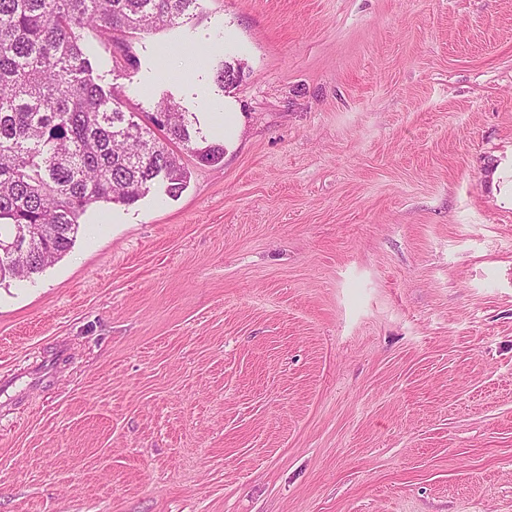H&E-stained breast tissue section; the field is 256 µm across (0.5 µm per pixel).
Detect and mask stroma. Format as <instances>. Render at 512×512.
<instances>
[{
    "instance_id": "35a3bbf8",
    "label": "stroma",
    "mask_w": 512,
    "mask_h": 512,
    "mask_svg": "<svg viewBox=\"0 0 512 512\" xmlns=\"http://www.w3.org/2000/svg\"><path fill=\"white\" fill-rule=\"evenodd\" d=\"M132 52L98 84L224 156L0 284V512H512V0H197Z\"/></svg>"
}]
</instances>
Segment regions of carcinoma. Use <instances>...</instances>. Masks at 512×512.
I'll return each mask as SVG.
<instances>
[{
	"mask_svg": "<svg viewBox=\"0 0 512 512\" xmlns=\"http://www.w3.org/2000/svg\"><path fill=\"white\" fill-rule=\"evenodd\" d=\"M197 0H0V283L26 280L73 247L95 203L131 204L159 180L174 196L187 170L171 144L203 163L219 144L193 145L192 121L165 103L138 123L100 86L83 32L126 63L131 40L190 19Z\"/></svg>",
	"mask_w": 512,
	"mask_h": 512,
	"instance_id": "1",
	"label": "carcinoma"
}]
</instances>
